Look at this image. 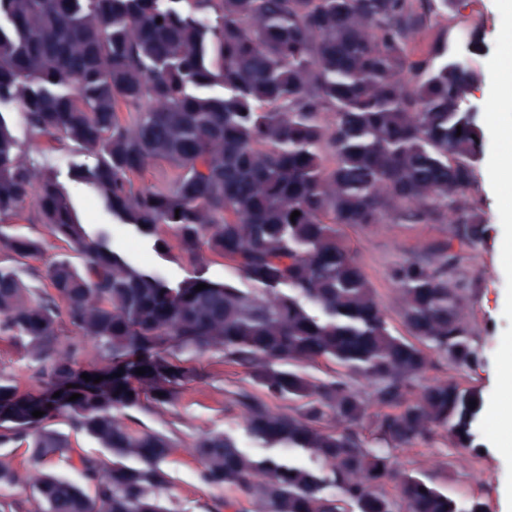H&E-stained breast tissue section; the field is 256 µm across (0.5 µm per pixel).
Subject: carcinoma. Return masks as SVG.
<instances>
[{
  "instance_id": "obj_1",
  "label": "carcinoma",
  "mask_w": 512,
  "mask_h": 512,
  "mask_svg": "<svg viewBox=\"0 0 512 512\" xmlns=\"http://www.w3.org/2000/svg\"><path fill=\"white\" fill-rule=\"evenodd\" d=\"M454 3L0 0V102L29 131L18 140L0 112V251L43 250L3 225L33 196L68 250L47 265L45 301L0 266V335L34 361L27 383L0 376V442L26 444L39 512H170L173 441L128 411L173 403L216 334L261 392L244 395L242 427L268 452L206 432L199 483L263 512H486L394 455L438 435L474 447L482 410L454 377L414 385L430 351L457 369L478 359L460 258L487 231L468 196L484 132L460 92L480 73L445 42L415 52ZM53 143L94 160L74 178L159 256L172 233L189 275L137 264L82 223L34 156ZM385 221L449 226L388 271L405 336L342 233ZM213 257L235 277H212ZM86 343L107 371L82 364ZM319 363L333 374L310 375ZM56 417L111 456L79 458L92 496L50 467L70 451Z\"/></svg>"
}]
</instances>
